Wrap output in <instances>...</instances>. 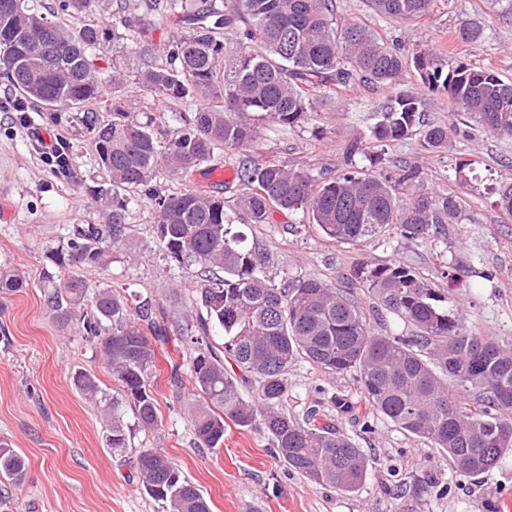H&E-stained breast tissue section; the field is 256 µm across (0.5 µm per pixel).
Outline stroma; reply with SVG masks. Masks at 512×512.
<instances>
[{
    "instance_id": "1",
    "label": "stroma",
    "mask_w": 512,
    "mask_h": 512,
    "mask_svg": "<svg viewBox=\"0 0 512 512\" xmlns=\"http://www.w3.org/2000/svg\"><path fill=\"white\" fill-rule=\"evenodd\" d=\"M336 6L339 17L363 20L383 38L403 41L408 50L438 47L444 69L466 62L512 80V16L497 12L491 0H442L435 14L401 23L377 16L369 0H336ZM462 19L484 22L485 41H456ZM136 68L129 62L116 95L139 119L153 117L169 131L179 129L199 100L159 96L138 83ZM404 88L425 102L426 121L454 128L448 148L427 150L416 135L384 148L369 140L390 90L328 93L300 126L284 130L265 123L252 148L220 152L216 166L230 174L224 183L226 211L231 218L241 216L237 201L244 187L232 174L243 160L273 155L292 167L341 172L348 141L364 136L368 153L383 156L381 172L415 163L433 191H464V220L444 225L428 239L390 231L358 247L337 244L304 226L302 214L278 210L268 223L245 226L248 245L267 254L269 274L317 277L337 287L344 286L359 260L404 263L429 279L449 308L463 313L468 327L512 345V217L495 205L500 187L512 177V139L482 135L475 118L456 111L418 75H409ZM30 115L34 126L25 129L16 113L0 112V271L26 281L19 291L0 292V443L22 452L28 463L26 481L13 491L9 512H162L140 484L137 457L145 448L159 449L176 462L202 491L211 512H507L512 507V453L488 473L459 476L430 443L403 433L361 400L355 375H332L305 361L288 373L285 408L296 416L318 408L358 443L371 467L357 492L311 483L278 459L266 437L232 424L218 451L197 447L187 410L193 388L173 395L169 377L189 361L181 334L199 269L164 260L156 244L154 201L141 191L135 192L128 215L130 237L139 250L135 264L118 251L111 264L86 276L166 311L168 339L156 347L150 379L159 426L133 431L124 451L108 448L99 405L75 388L71 375L78 368L91 370L106 390L112 379L92 343L75 328H61L44 303L52 287L45 278L54 269L52 252L74 226L106 221L89 192L105 174L86 129L73 123V110L34 105ZM46 128L71 142L76 179L54 176L42 166L36 132ZM461 163L471 164L475 173L463 185L455 176ZM336 396L351 403L349 412L334 406Z\"/></svg>"
}]
</instances>
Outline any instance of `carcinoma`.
Here are the masks:
<instances>
[{
	"instance_id": "carcinoma-1",
	"label": "carcinoma",
	"mask_w": 512,
	"mask_h": 512,
	"mask_svg": "<svg viewBox=\"0 0 512 512\" xmlns=\"http://www.w3.org/2000/svg\"><path fill=\"white\" fill-rule=\"evenodd\" d=\"M440 2L370 0L377 15L405 21L430 16ZM94 3L60 0L45 12L39 0H0V77L45 109L84 108L80 121L92 134L107 178L91 190L107 211V224L75 227L52 255L61 275L44 295L60 326H76L96 343L112 378L116 395L102 407L107 447H129L134 426L158 427L149 379L155 342L167 336L166 314L73 268L112 262V249L128 241L131 192L168 170L183 184L155 196L157 243L166 261L200 267L195 318L182 334L192 352L198 447H223L231 422L266 435L278 458L311 483L356 491L371 463L355 440L333 424H317L315 409L300 418L283 409L288 369L304 360L329 374L357 373L368 406L440 449L460 476L482 475L512 452L511 345L473 332L414 268L366 259L354 265L350 284L415 328L406 337L372 331L350 292L318 278L278 281L265 275V256L246 245L224 197L192 181L217 152L249 147L259 123L291 129L334 88H396L411 68L429 90L446 93L456 111L476 118L486 135L512 138V82L463 62L446 72L435 49L410 57L361 21H337L336 0H224L222 6L216 0H169L175 31L166 61L158 64L136 16L112 25L110 33L95 24L71 31L66 17L90 11ZM226 29L239 32L234 50L224 47ZM486 31L479 21L463 20L456 34L463 43L478 44ZM109 39L125 42V54L141 59L143 86L173 101L206 99L175 135L152 119L140 121L120 97L106 94L93 51ZM422 110L416 96L395 92L370 138L386 146L418 134L428 150L447 148L450 129L423 124ZM101 111L112 119L99 120ZM358 156L369 165L359 166ZM345 158L350 168L334 176H315L277 159L245 160L237 175L246 192L237 205L253 224L267 223L274 209L300 212L330 240L350 246L391 228L425 239L441 224L462 221L464 197L431 191L419 167L405 164L383 174L375 170L381 156H367L361 139L346 146ZM214 332L222 334L219 347L211 342ZM228 359L243 375L226 367ZM72 380L85 396L98 402L105 397L95 374L78 370ZM246 382L257 387L253 400L241 394ZM138 471L145 493L164 512H210L202 491L160 451L141 450ZM25 475L21 454L1 445V506H8L9 489Z\"/></svg>"
}]
</instances>
